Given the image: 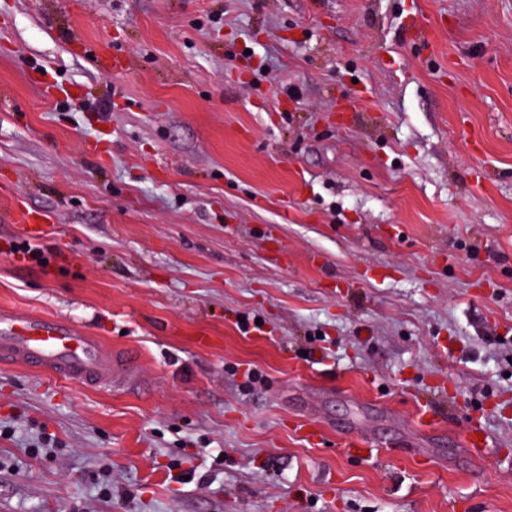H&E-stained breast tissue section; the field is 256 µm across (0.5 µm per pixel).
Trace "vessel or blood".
<instances>
[{
	"mask_svg": "<svg viewBox=\"0 0 512 512\" xmlns=\"http://www.w3.org/2000/svg\"><path fill=\"white\" fill-rule=\"evenodd\" d=\"M0 358L39 366L87 387L115 389L133 373L129 353L107 348L97 337L56 318L18 321L0 314Z\"/></svg>",
	"mask_w": 512,
	"mask_h": 512,
	"instance_id": "1",
	"label": "vessel or blood"
}]
</instances>
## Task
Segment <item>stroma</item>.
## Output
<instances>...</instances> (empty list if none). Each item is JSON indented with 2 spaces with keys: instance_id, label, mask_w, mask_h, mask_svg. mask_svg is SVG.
Segmentation results:
<instances>
[{
  "instance_id": "obj_1",
  "label": "stroma",
  "mask_w": 512,
  "mask_h": 512,
  "mask_svg": "<svg viewBox=\"0 0 512 512\" xmlns=\"http://www.w3.org/2000/svg\"><path fill=\"white\" fill-rule=\"evenodd\" d=\"M1 311L135 373L0 359V512H512V0H0Z\"/></svg>"
}]
</instances>
